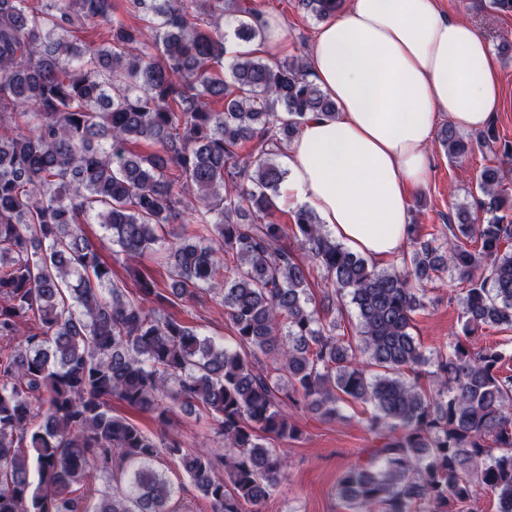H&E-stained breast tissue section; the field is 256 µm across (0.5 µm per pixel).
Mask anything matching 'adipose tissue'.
Masks as SVG:
<instances>
[{
    "instance_id": "adipose-tissue-1",
    "label": "adipose tissue",
    "mask_w": 512,
    "mask_h": 512,
    "mask_svg": "<svg viewBox=\"0 0 512 512\" xmlns=\"http://www.w3.org/2000/svg\"><path fill=\"white\" fill-rule=\"evenodd\" d=\"M260 25L247 50L288 57L282 21ZM306 61L336 113L308 115L287 151L281 198L307 202L336 238L385 261L408 244L410 198L428 179L440 119L481 130L501 105L491 45L439 0H350L317 27Z\"/></svg>"
}]
</instances>
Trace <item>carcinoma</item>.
I'll return each instance as SVG.
<instances>
[{
	"label": "carcinoma",
	"instance_id": "cac0c4a2",
	"mask_svg": "<svg viewBox=\"0 0 512 512\" xmlns=\"http://www.w3.org/2000/svg\"><path fill=\"white\" fill-rule=\"evenodd\" d=\"M343 2L295 6L320 21ZM114 10L115 0H0V512H179L163 456L209 512H260L288 466L267 439L300 436L292 411L333 419L345 401L371 406L379 440L338 478L348 512H474L480 489L512 512V355L468 342L512 329V144L492 127L479 136L493 158L476 210L456 207L430 240L409 225L403 267L376 269L310 208L293 215L300 258L271 220L286 178L277 157L307 113L336 111L306 61L233 55L224 78V25L237 40L260 34L246 0H124L150 41ZM86 25L105 27L108 45L68 39ZM18 114L33 125L21 129ZM438 137L451 158L471 150L450 124ZM138 142L149 150L132 152ZM91 217L134 257L179 225L172 296L144 277L129 294L85 235ZM310 264L331 285L319 307ZM447 273L466 284L463 338L429 356L413 315ZM216 280L232 346L166 311ZM345 297L354 340L332 317ZM422 374L435 393L420 389ZM114 398L161 424L168 400L202 407L224 451L156 437L112 413Z\"/></svg>",
	"mask_w": 512,
	"mask_h": 512
}]
</instances>
